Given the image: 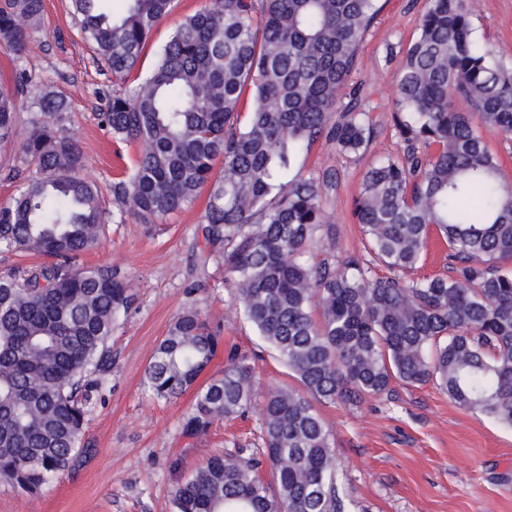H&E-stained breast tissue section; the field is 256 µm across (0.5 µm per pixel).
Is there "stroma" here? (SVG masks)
<instances>
[{
	"instance_id": "stroma-1",
	"label": "stroma",
	"mask_w": 512,
	"mask_h": 512,
	"mask_svg": "<svg viewBox=\"0 0 512 512\" xmlns=\"http://www.w3.org/2000/svg\"><path fill=\"white\" fill-rule=\"evenodd\" d=\"M425 3L380 0L382 10L361 46L352 79L378 105L365 150L344 155L320 140L297 155L289 171L293 178L336 172V188L326 204L337 228L334 254L361 246L353 199L365 171L401 152L391 127L393 94L403 50L417 35ZM469 4L475 44L512 71V0ZM216 5L217 0H175L141 59L142 75L153 71L186 16ZM20 66L36 74L43 89L65 96L61 132L80 143L83 176L105 191L128 174L137 148L115 142L98 125L97 92L111 88L112 74L81 38L70 0H45L41 25L31 31L22 56L0 49V84L10 85ZM36 114L22 106L16 139L0 143V206L11 202L24 182L20 140ZM208 197L201 191L182 211L157 223L130 218L107 224L100 246L81 257L83 266L112 268L132 289L135 302L112 331V368L92 394L77 465L36 495L0 484V512H174V489L210 456L234 448L247 456L262 454L263 395L292 385L293 379L255 328L235 315L223 266L198 260ZM189 307L222 332L209 375L223 371L232 349L254 358L258 372L253 407L244 416L214 422L196 438L182 433L195 389L164 401L144 385L156 348L174 318ZM316 410L331 432L352 512H512V428L466 410L436 385L395 381L388 393L356 403L320 402Z\"/></svg>"
}]
</instances>
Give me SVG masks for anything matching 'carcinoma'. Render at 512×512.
I'll return each mask as SVG.
<instances>
[{
    "label": "carcinoma",
    "instance_id": "cac0c4a2",
    "mask_svg": "<svg viewBox=\"0 0 512 512\" xmlns=\"http://www.w3.org/2000/svg\"><path fill=\"white\" fill-rule=\"evenodd\" d=\"M99 2L72 0L119 84L99 119L113 140L139 146L131 175L112 183V221L161 220L209 187L205 245L220 248L241 313L299 383L265 396L273 483L254 458L214 455L175 489V512H349L314 402H357L394 380L431 382L512 427V183L481 133L512 141V72L473 43L468 0H426L392 106L403 155L372 165L355 199L363 253L319 261L314 243L336 241L325 210L336 172L286 176L320 139L354 154L370 141L377 106L350 79L377 0H219L185 18L132 91L124 85L173 0H124L118 16ZM43 12L44 0H0V48L21 56ZM34 86L20 67L0 85V142L16 135L21 99L40 111L21 145L34 170L0 207V252L43 258L0 275V483L31 495L71 468L89 385L112 367V331L133 303L111 269L75 265L99 246L107 212L79 175L81 147L58 134L66 98ZM433 233L452 275L407 278ZM220 343L184 310L152 356L147 389L165 400L190 389ZM256 378L247 356H230L197 391L184 433L242 415Z\"/></svg>",
    "mask_w": 512,
    "mask_h": 512
}]
</instances>
